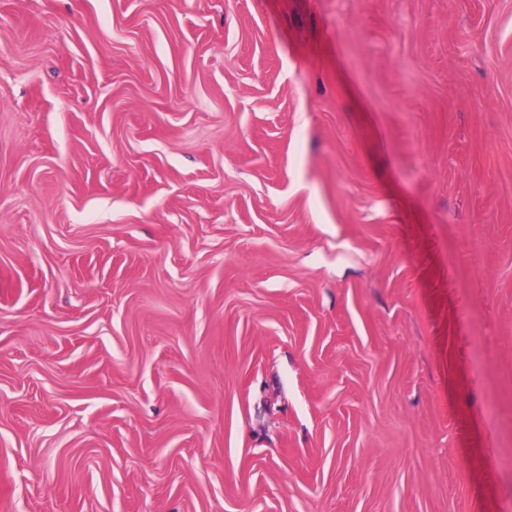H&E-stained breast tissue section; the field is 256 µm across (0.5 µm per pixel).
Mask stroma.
<instances>
[{
    "label": "stroma",
    "mask_w": 512,
    "mask_h": 512,
    "mask_svg": "<svg viewBox=\"0 0 512 512\" xmlns=\"http://www.w3.org/2000/svg\"><path fill=\"white\" fill-rule=\"evenodd\" d=\"M0 512H512V0H0Z\"/></svg>",
    "instance_id": "35a3bbf8"
}]
</instances>
